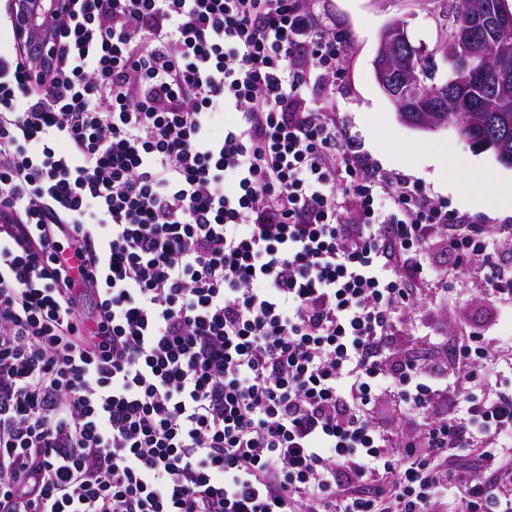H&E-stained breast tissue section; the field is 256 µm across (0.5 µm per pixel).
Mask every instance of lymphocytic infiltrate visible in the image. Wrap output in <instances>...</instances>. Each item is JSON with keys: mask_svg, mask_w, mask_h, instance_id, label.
I'll list each match as a JSON object with an SVG mask.
<instances>
[{"mask_svg": "<svg viewBox=\"0 0 512 512\" xmlns=\"http://www.w3.org/2000/svg\"><path fill=\"white\" fill-rule=\"evenodd\" d=\"M348 45L314 0H75L46 60L0 39V512H512L507 337L398 343L419 282L512 309V225L302 108Z\"/></svg>", "mask_w": 512, "mask_h": 512, "instance_id": "lymphocytic-infiltrate-1", "label": "lymphocytic infiltrate"}]
</instances>
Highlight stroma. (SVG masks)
I'll list each match as a JSON object with an SVG mask.
<instances>
[{
    "mask_svg": "<svg viewBox=\"0 0 512 512\" xmlns=\"http://www.w3.org/2000/svg\"><path fill=\"white\" fill-rule=\"evenodd\" d=\"M450 4L451 0H329L332 25L349 33L351 48L341 62L343 79L311 83L305 107L313 112L333 109L363 153L384 169L409 175L434 196L446 200L450 209L487 224L512 225V211L499 208L494 190H485L478 204L466 203L468 189L462 180L463 169L477 165L493 173L498 182L512 185V168L500 165L489 153L474 150L452 129L425 132L401 123L393 103L373 79L380 33L394 19L405 21L409 38L422 46L434 66L436 80L446 78L448 65L440 47ZM411 146L417 147L416 156L411 162H401V154ZM441 151L453 155L455 166L438 170L435 156ZM478 291L475 285L460 291L455 305L445 311L424 305L412 314L411 321L417 327L434 323L452 334L463 332L482 312L480 305L468 300Z\"/></svg>",
    "mask_w": 512,
    "mask_h": 512,
    "instance_id": "1",
    "label": "stroma"
}]
</instances>
